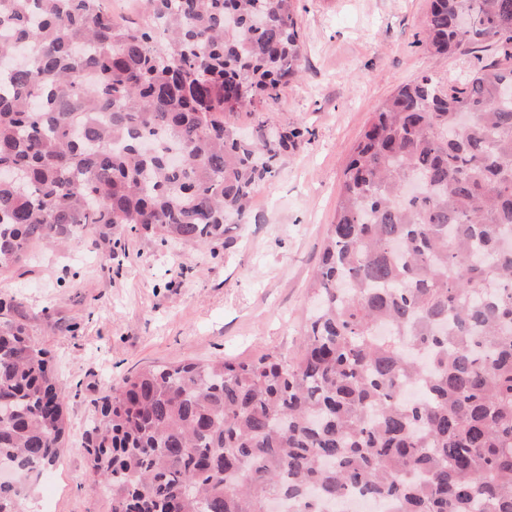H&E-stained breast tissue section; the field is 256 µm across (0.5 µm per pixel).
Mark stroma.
I'll list each match as a JSON object with an SVG mask.
<instances>
[{
  "label": "stroma",
  "mask_w": 512,
  "mask_h": 512,
  "mask_svg": "<svg viewBox=\"0 0 512 512\" xmlns=\"http://www.w3.org/2000/svg\"><path fill=\"white\" fill-rule=\"evenodd\" d=\"M430 0H297L301 76L261 112H240L254 131L302 125L217 252L122 235H93L70 249H38L0 274L34 340L47 348L66 391L68 437L59 463L33 486L26 512H111L87 470L84 432L110 385L143 367L182 360L292 358L313 304L308 284L332 223L345 165L373 112L399 86L429 73L440 84L488 64L492 52L433 62L424 46Z\"/></svg>",
  "instance_id": "35a3bbf8"
}]
</instances>
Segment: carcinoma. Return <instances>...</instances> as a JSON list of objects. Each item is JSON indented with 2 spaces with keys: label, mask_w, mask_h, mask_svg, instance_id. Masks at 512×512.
<instances>
[{
  "label": "carcinoma",
  "mask_w": 512,
  "mask_h": 512,
  "mask_svg": "<svg viewBox=\"0 0 512 512\" xmlns=\"http://www.w3.org/2000/svg\"><path fill=\"white\" fill-rule=\"evenodd\" d=\"M0 0V270L80 233L224 245L299 125L232 117L299 76L294 0ZM436 59H496L381 104L344 171L298 357L157 364L85 432L111 512H512V0H432ZM143 141L152 152L139 150ZM53 357L0 299V512L68 436Z\"/></svg>",
  "instance_id": "cac0c4a2"
}]
</instances>
